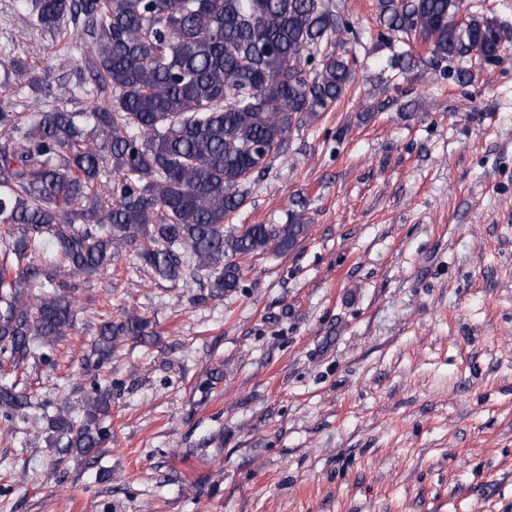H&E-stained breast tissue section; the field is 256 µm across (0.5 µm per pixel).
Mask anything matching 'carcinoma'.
<instances>
[{"mask_svg":"<svg viewBox=\"0 0 512 512\" xmlns=\"http://www.w3.org/2000/svg\"><path fill=\"white\" fill-rule=\"evenodd\" d=\"M462 0H379L380 38L410 36L436 60L496 59V21L461 13ZM41 28L70 19L89 79L72 92L82 110L0 106V227L13 239L0 262V371L49 359L77 323L73 279L108 272L122 250L155 277L239 288L241 259L294 249L310 225L228 224L245 185L284 153L296 124L319 120L353 80L332 37L348 20L324 0H27ZM34 94H51L25 59L10 61ZM153 336L134 309L99 324L84 355L101 365L127 338ZM112 388L86 395L82 418H42L61 453L105 443ZM34 408L18 380H0V419Z\"/></svg>","mask_w":512,"mask_h":512,"instance_id":"1","label":"carcinoma"}]
</instances>
